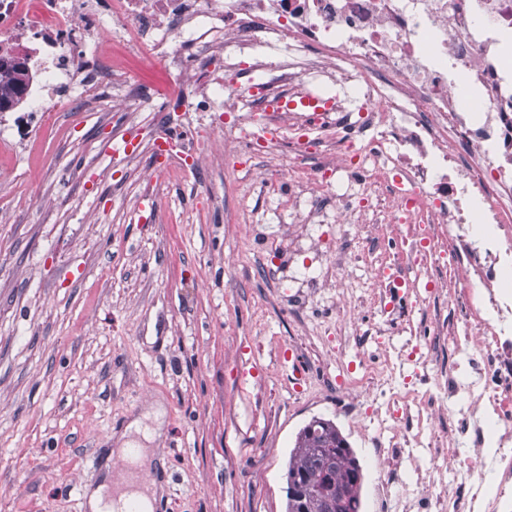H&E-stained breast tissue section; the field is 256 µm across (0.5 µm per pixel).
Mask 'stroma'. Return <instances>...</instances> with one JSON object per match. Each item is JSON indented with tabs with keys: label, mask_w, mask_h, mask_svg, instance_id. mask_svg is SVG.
I'll list each match as a JSON object with an SVG mask.
<instances>
[{
	"label": "stroma",
	"mask_w": 512,
	"mask_h": 512,
	"mask_svg": "<svg viewBox=\"0 0 512 512\" xmlns=\"http://www.w3.org/2000/svg\"><path fill=\"white\" fill-rule=\"evenodd\" d=\"M135 160L111 147L128 115L99 88L56 112H0V512H85L104 441L163 401L168 501L161 512H284L285 465L311 418L336 421L378 512L375 450L336 391L338 348L355 370L383 348L379 266L408 273L398 331L411 352L448 312L452 256L416 267L378 226L356 264L324 280L336 227L300 225L285 193L225 197L224 134L207 112L167 157L142 112ZM151 194L156 212L139 211Z\"/></svg>",
	"instance_id": "35a3bbf8"
}]
</instances>
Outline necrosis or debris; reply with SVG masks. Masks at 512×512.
I'll return each instance as SVG.
<instances>
[{"label":"necrosis or debris","mask_w":512,"mask_h":512,"mask_svg":"<svg viewBox=\"0 0 512 512\" xmlns=\"http://www.w3.org/2000/svg\"><path fill=\"white\" fill-rule=\"evenodd\" d=\"M111 41L169 75L178 111L237 113L224 139L254 155L233 172L272 191L292 171L302 223L449 240L465 286L448 300L469 323L451 316L427 337L435 391L393 387L387 360L336 387L353 414L386 397L364 428L382 485L406 489L381 512H512V233L474 244L479 225L512 223V0H0V55L23 54L32 74L27 111L113 84ZM319 78L341 95L309 115L278 109ZM113 86L114 100L153 102L146 86ZM448 341L483 361L471 382L439 366ZM418 448L433 466L405 480Z\"/></svg>","instance_id":"necrosis-or-debris-1"}]
</instances>
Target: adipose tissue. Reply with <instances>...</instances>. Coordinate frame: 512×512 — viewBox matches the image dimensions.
I'll use <instances>...</instances> for the list:
<instances>
[{
    "instance_id": "adipose-tissue-1",
    "label": "adipose tissue",
    "mask_w": 512,
    "mask_h": 512,
    "mask_svg": "<svg viewBox=\"0 0 512 512\" xmlns=\"http://www.w3.org/2000/svg\"><path fill=\"white\" fill-rule=\"evenodd\" d=\"M166 426V410L158 402L149 412L131 416L123 431L108 436L103 475L85 491L86 512H123L130 500L140 512H157L166 496V466L157 456ZM140 438L147 445L139 449L135 443Z\"/></svg>"
}]
</instances>
